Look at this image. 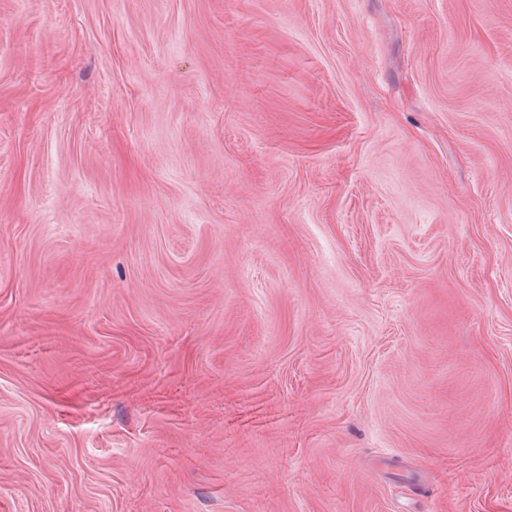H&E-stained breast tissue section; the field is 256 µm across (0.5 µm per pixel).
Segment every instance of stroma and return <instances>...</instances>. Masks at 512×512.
<instances>
[{
    "label": "stroma",
    "instance_id": "stroma-1",
    "mask_svg": "<svg viewBox=\"0 0 512 512\" xmlns=\"http://www.w3.org/2000/svg\"><path fill=\"white\" fill-rule=\"evenodd\" d=\"M512 512V0H0V512Z\"/></svg>",
    "mask_w": 512,
    "mask_h": 512
}]
</instances>
